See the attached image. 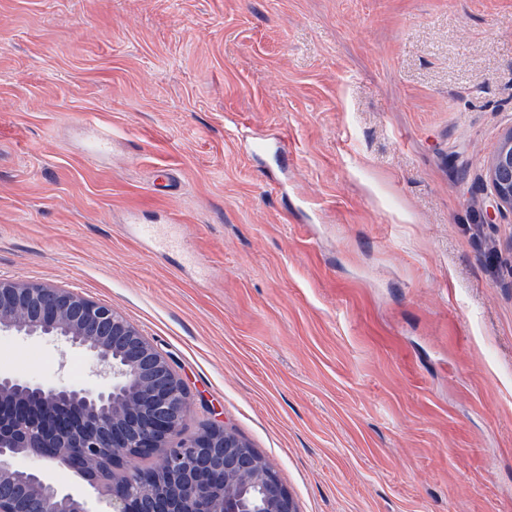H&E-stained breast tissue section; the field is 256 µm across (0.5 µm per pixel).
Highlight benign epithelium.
<instances>
[{"mask_svg":"<svg viewBox=\"0 0 512 512\" xmlns=\"http://www.w3.org/2000/svg\"><path fill=\"white\" fill-rule=\"evenodd\" d=\"M498 205L512 211V128L488 163ZM0 332L62 340L81 350L98 383L43 385L0 374V512H92L20 457L61 464L98 487L110 512H296L288 490L254 450L221 426L174 445L191 411L170 360L112 306L61 288L0 280ZM166 448L157 469L119 486L102 471ZM223 470V487L207 476Z\"/></svg>","mask_w":512,"mask_h":512,"instance_id":"obj_1","label":"benign epithelium"}]
</instances>
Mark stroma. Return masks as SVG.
I'll use <instances>...</instances> for the list:
<instances>
[{
	"label": "stroma",
	"mask_w": 512,
	"mask_h": 512,
	"mask_svg": "<svg viewBox=\"0 0 512 512\" xmlns=\"http://www.w3.org/2000/svg\"><path fill=\"white\" fill-rule=\"evenodd\" d=\"M511 127L512 0H0V279L119 311L297 512H512ZM488 178L500 209L512 211V128L488 163Z\"/></svg>",
	"instance_id": "obj_1"
}]
</instances>
